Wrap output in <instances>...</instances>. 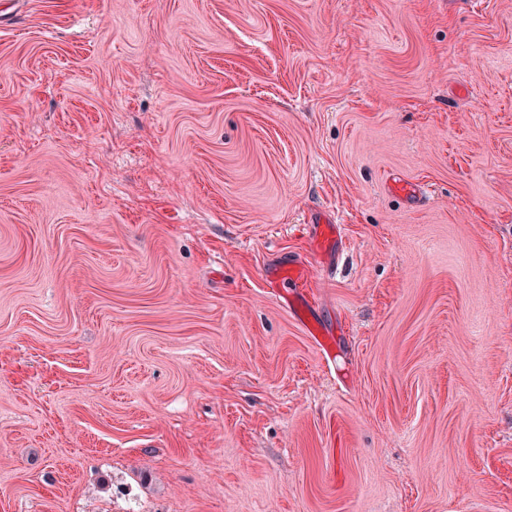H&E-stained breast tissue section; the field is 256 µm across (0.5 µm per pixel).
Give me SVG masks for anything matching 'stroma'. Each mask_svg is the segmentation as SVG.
Listing matches in <instances>:
<instances>
[{
	"label": "stroma",
	"instance_id": "35a3bbf8",
	"mask_svg": "<svg viewBox=\"0 0 512 512\" xmlns=\"http://www.w3.org/2000/svg\"><path fill=\"white\" fill-rule=\"evenodd\" d=\"M0 512H512V0H0ZM304 280V271L301 266L288 263V267L279 268L270 280L271 286L277 287L275 290L279 295H300L298 288Z\"/></svg>",
	"mask_w": 512,
	"mask_h": 512
}]
</instances>
